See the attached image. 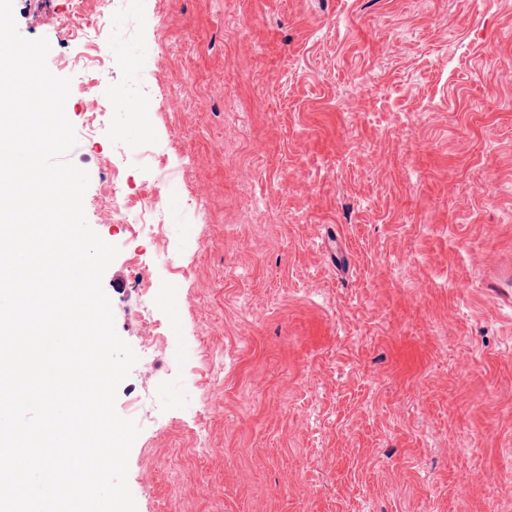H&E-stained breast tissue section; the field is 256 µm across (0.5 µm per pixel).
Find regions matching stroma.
Here are the masks:
<instances>
[{
    "label": "stroma",
    "mask_w": 512,
    "mask_h": 512,
    "mask_svg": "<svg viewBox=\"0 0 512 512\" xmlns=\"http://www.w3.org/2000/svg\"><path fill=\"white\" fill-rule=\"evenodd\" d=\"M72 4L13 14L119 249L137 512H512V0H82L105 78Z\"/></svg>",
    "instance_id": "stroma-1"
}]
</instances>
